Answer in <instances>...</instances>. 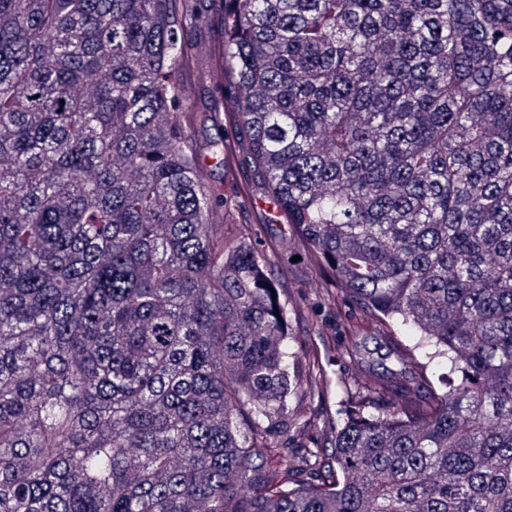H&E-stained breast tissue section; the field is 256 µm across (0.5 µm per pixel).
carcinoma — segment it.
<instances>
[{"label":"carcinoma","instance_id":"cac0c4a2","mask_svg":"<svg viewBox=\"0 0 512 512\" xmlns=\"http://www.w3.org/2000/svg\"><path fill=\"white\" fill-rule=\"evenodd\" d=\"M199 121L383 328L330 463ZM0 512H512V0H0Z\"/></svg>","mask_w":512,"mask_h":512}]
</instances>
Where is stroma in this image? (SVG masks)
<instances>
[{
	"mask_svg": "<svg viewBox=\"0 0 512 512\" xmlns=\"http://www.w3.org/2000/svg\"><path fill=\"white\" fill-rule=\"evenodd\" d=\"M206 165L207 182L235 201L230 223L251 226L264 246L277 248L270 272L288 306L296 347L302 360L318 362L322 375L318 398L303 400L300 406L301 413L316 412L320 418L309 434L298 435L296 441L305 443L311 435L327 439L331 427L342 420L353 392L369 382L379 362L376 338L380 327L355 305L326 301L330 285L310 264L304 245L289 238L287 225L262 223L261 214L267 203L262 195L248 192L252 181L248 167L228 175L214 159H207ZM351 320L359 322L362 336L361 352L354 357L348 354L352 341L346 330Z\"/></svg>",
	"mask_w": 512,
	"mask_h": 512,
	"instance_id": "1",
	"label": "stroma"
}]
</instances>
